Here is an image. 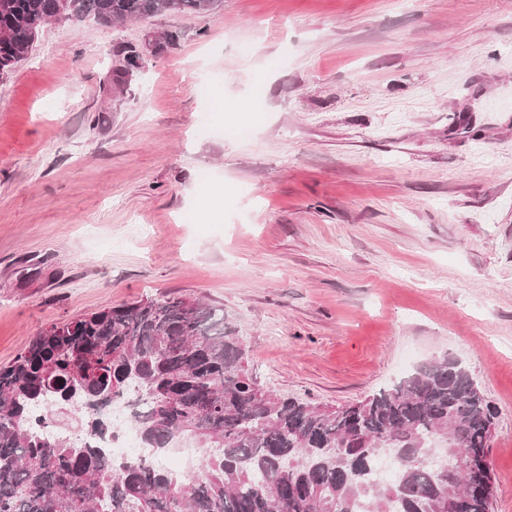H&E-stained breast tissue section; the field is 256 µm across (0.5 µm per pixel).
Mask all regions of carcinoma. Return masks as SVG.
Segmentation results:
<instances>
[{
    "mask_svg": "<svg viewBox=\"0 0 512 512\" xmlns=\"http://www.w3.org/2000/svg\"><path fill=\"white\" fill-rule=\"evenodd\" d=\"M224 0H0V78L33 48L32 31L64 12L102 25ZM126 395L143 447L187 439L205 450L197 476L160 466L117 469L77 431ZM46 410L58 431L37 428ZM494 408L448 355L365 400L328 408L259 387L224 310L165 295L39 330L0 366V512H490L485 465ZM389 451L397 480L372 478Z\"/></svg>",
    "mask_w": 512,
    "mask_h": 512,
    "instance_id": "1",
    "label": "carcinoma"
}]
</instances>
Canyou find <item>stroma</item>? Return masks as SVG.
I'll use <instances>...</instances> for the list:
<instances>
[{
    "instance_id": "stroma-1",
    "label": "stroma",
    "mask_w": 512,
    "mask_h": 512,
    "mask_svg": "<svg viewBox=\"0 0 512 512\" xmlns=\"http://www.w3.org/2000/svg\"><path fill=\"white\" fill-rule=\"evenodd\" d=\"M164 33L115 84L123 48ZM168 294L222 307L260 385L320 405L460 360L496 411L492 512H512V0L44 25L0 78V365L39 328Z\"/></svg>"
}]
</instances>
